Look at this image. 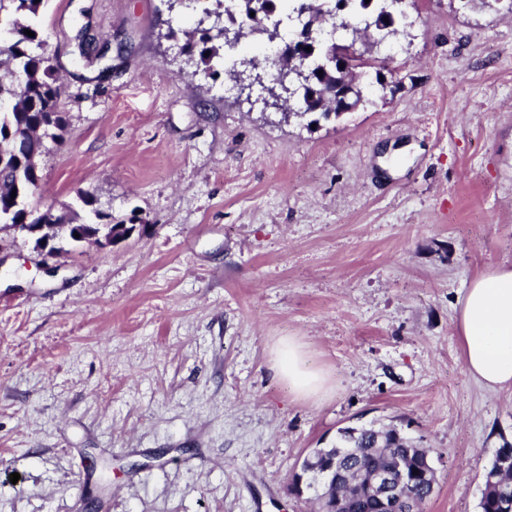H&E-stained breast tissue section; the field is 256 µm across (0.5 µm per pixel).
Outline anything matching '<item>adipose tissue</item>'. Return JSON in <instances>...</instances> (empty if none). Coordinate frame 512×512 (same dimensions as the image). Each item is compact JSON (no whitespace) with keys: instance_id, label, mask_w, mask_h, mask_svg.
I'll use <instances>...</instances> for the list:
<instances>
[{"instance_id":"ef3b65f1","label":"adipose tissue","mask_w":512,"mask_h":512,"mask_svg":"<svg viewBox=\"0 0 512 512\" xmlns=\"http://www.w3.org/2000/svg\"><path fill=\"white\" fill-rule=\"evenodd\" d=\"M457 331L469 374L490 390L512 386V262L471 282L459 303ZM273 366L299 398L323 389V378L307 367L295 340L278 343Z\"/></svg>"}]
</instances>
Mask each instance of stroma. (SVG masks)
Wrapping results in <instances>:
<instances>
[{"label":"stroma","instance_id":"35a3bbf8","mask_svg":"<svg viewBox=\"0 0 512 512\" xmlns=\"http://www.w3.org/2000/svg\"><path fill=\"white\" fill-rule=\"evenodd\" d=\"M404 5L368 51L394 86L287 119L180 55L217 0H49L39 201L146 230L56 258L0 230V512H315L303 458L373 421L429 448L423 512H479L512 387L469 374L456 315L512 261V11ZM284 336L321 398L277 376Z\"/></svg>","mask_w":512,"mask_h":512}]
</instances>
